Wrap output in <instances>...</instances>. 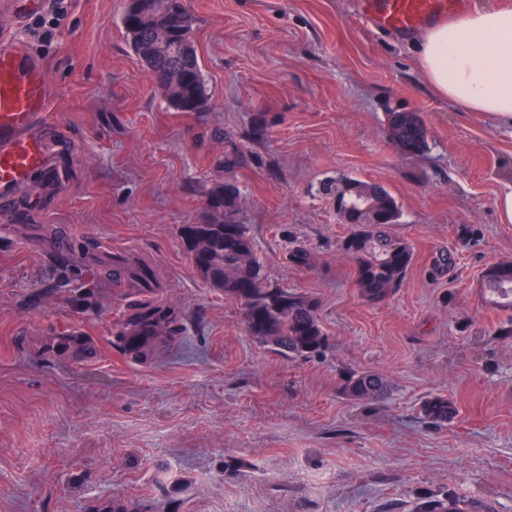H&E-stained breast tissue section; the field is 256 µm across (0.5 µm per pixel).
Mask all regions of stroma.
Here are the masks:
<instances>
[{
  "mask_svg": "<svg viewBox=\"0 0 512 512\" xmlns=\"http://www.w3.org/2000/svg\"><path fill=\"white\" fill-rule=\"evenodd\" d=\"M209 96L176 112L132 52L126 0H62L0 30L42 56L65 184L0 206V512H415L427 494L512 512V339L482 301V273L512 260L497 201L512 185V127L439 98L410 39L378 32L357 0H186ZM419 113L422 155L391 141L386 114ZM271 126L247 137L258 113ZM232 139L249 163L224 165ZM242 191L268 280L320 303L329 347L291 361L246 330L240 304L199 274L184 237L207 191ZM376 182L398 202L414 259L385 302L360 298L338 247L347 227L323 187ZM100 244L150 268L154 299L183 332L146 363L112 344L140 298L129 274L98 277L58 248ZM307 248L310 266L288 260ZM94 289L93 305L77 303ZM91 341L81 359L60 343ZM376 371L387 399L346 397ZM440 392L458 413L423 421ZM387 379L373 371L351 372L343 383L344 394L352 400L376 405L383 402L389 394Z\"/></svg>",
  "mask_w": 512,
  "mask_h": 512,
  "instance_id": "obj_1",
  "label": "stroma"
}]
</instances>
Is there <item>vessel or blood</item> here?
Returning <instances> with one entry per match:
<instances>
[{
    "instance_id": "1",
    "label": "vessel or blood",
    "mask_w": 512,
    "mask_h": 512,
    "mask_svg": "<svg viewBox=\"0 0 512 512\" xmlns=\"http://www.w3.org/2000/svg\"><path fill=\"white\" fill-rule=\"evenodd\" d=\"M53 0H0L17 24L48 10ZM362 13L378 29L408 36L423 26L451 20L467 0H362ZM50 91L46 66L13 32L0 33V204L18 200L34 173L51 183L63 175L47 137Z\"/></svg>"
}]
</instances>
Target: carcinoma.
<instances>
[{
  "instance_id": "carcinoma-1",
  "label": "carcinoma",
  "mask_w": 512,
  "mask_h": 512,
  "mask_svg": "<svg viewBox=\"0 0 512 512\" xmlns=\"http://www.w3.org/2000/svg\"><path fill=\"white\" fill-rule=\"evenodd\" d=\"M123 25L136 56L152 75H162L157 91L178 112H200L208 102L200 60L184 31L193 30V18L184 0H128ZM387 127L391 140L405 155H418L427 145V129L415 112H390ZM248 164L247 155L233 146L224 153L229 169ZM364 181L347 179L329 194L339 201L342 223L349 226L340 246L355 267V284L362 299L380 303L399 288L413 262V251L391 233L399 207L385 188L364 205L353 192ZM240 190L224 181L206 193L200 222L185 228L191 252L207 241L206 258L197 265L210 286L244 306L246 328L274 353L293 359H310L325 351L329 336L320 319L316 298L267 282L249 225L239 218ZM484 298L503 311L512 310V261L487 267L482 275ZM182 320L175 309L141 301L128 310L118 324L117 345L137 358H148L159 342L181 334ZM352 400L376 405L389 394L387 379L373 371L351 372L343 383ZM430 424L441 426L456 414L448 397L433 393L421 405ZM416 512H491L464 498L428 495Z\"/></svg>"
}]
</instances>
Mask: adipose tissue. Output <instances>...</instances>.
I'll list each match as a JSON object with an SVG mask.
<instances>
[{"label": "adipose tissue", "mask_w": 512, "mask_h": 512, "mask_svg": "<svg viewBox=\"0 0 512 512\" xmlns=\"http://www.w3.org/2000/svg\"><path fill=\"white\" fill-rule=\"evenodd\" d=\"M416 61L441 98L512 126V8L484 6L430 26L415 43Z\"/></svg>", "instance_id": "obj_1"}]
</instances>
